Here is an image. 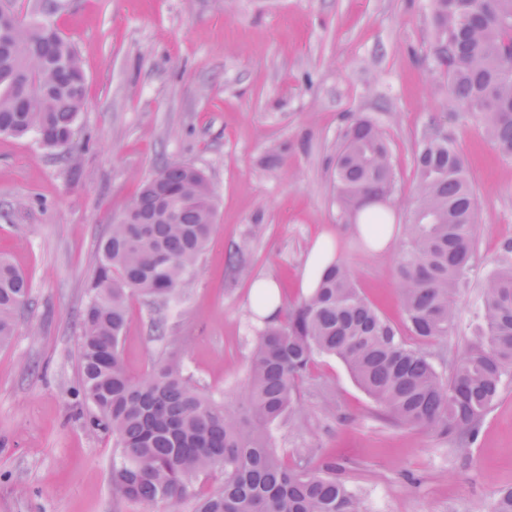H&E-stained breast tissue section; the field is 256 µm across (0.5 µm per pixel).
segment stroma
<instances>
[{
    "mask_svg": "<svg viewBox=\"0 0 512 512\" xmlns=\"http://www.w3.org/2000/svg\"><path fill=\"white\" fill-rule=\"evenodd\" d=\"M57 3L86 76L79 162L33 136H0V253L31 283L16 335L0 347V512H194L189 502L113 497L112 439L87 423L77 356L92 258L166 162L203 171L216 223L178 301L131 300L122 356L134 376L180 356L193 382L229 405L263 326L254 281L273 279L295 304L322 234H337L336 257L401 324L395 265L413 152L427 134L453 135L479 202L476 251L453 330L424 347L451 373L480 323L484 278L512 263V158L478 117L451 106L429 0ZM360 116L383 132L398 174L395 242L384 252L350 235L336 203L338 144ZM300 394L301 415L272 428L275 448L288 461L317 449L366 512H491L497 491L512 487V384L467 449L386 420L334 357L316 359Z\"/></svg>",
    "mask_w": 512,
    "mask_h": 512,
    "instance_id": "obj_1",
    "label": "stroma"
}]
</instances>
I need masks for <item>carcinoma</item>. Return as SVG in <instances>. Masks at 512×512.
I'll return each instance as SVG.
<instances>
[{"instance_id":"obj_1","label":"carcinoma","mask_w":512,"mask_h":512,"mask_svg":"<svg viewBox=\"0 0 512 512\" xmlns=\"http://www.w3.org/2000/svg\"><path fill=\"white\" fill-rule=\"evenodd\" d=\"M436 61L450 103L480 116L500 153L512 157V0H431ZM0 135L36 133L74 158L85 75L74 43L41 13L0 0ZM411 222L396 271L404 329L395 327L331 261L316 288L265 322L249 381L232 407L208 398L175 360L129 374L120 341L135 296L167 303L185 288L215 221L212 189L192 165L166 164L132 201L131 222L112 225L93 257L95 277L80 318L78 356L89 425L112 436V494L128 502L195 501V512H363L336 476L311 465L313 449L284 460L270 428L298 409L299 382L318 355L342 361L393 423L442 437L474 439L512 378V264L484 282L482 322L447 377L402 332L424 342L448 335L457 294L475 255L478 198L453 136L424 137L414 152ZM336 202L358 224H387L396 191L382 131L357 118L336 153ZM179 212L174 224L165 219ZM29 280L0 258V345L15 332ZM201 475L221 481L204 493Z\"/></svg>"}]
</instances>
